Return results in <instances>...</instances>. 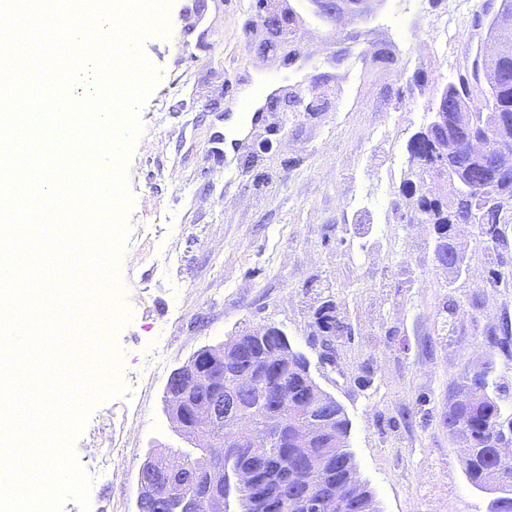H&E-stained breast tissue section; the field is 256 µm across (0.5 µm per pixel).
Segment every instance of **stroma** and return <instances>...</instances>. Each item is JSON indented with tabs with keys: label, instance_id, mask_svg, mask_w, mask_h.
<instances>
[{
	"label": "stroma",
	"instance_id": "35a3bbf8",
	"mask_svg": "<svg viewBox=\"0 0 512 512\" xmlns=\"http://www.w3.org/2000/svg\"><path fill=\"white\" fill-rule=\"evenodd\" d=\"M283 4L301 16L303 41L334 38V55L304 61L301 43L262 24ZM499 4L383 0L347 28L318 17L311 0H223L203 20L209 49L183 52L169 33L143 41L158 79L136 112L127 222L157 228L125 247L118 266L131 318L107 343L121 390L92 408L73 442L94 478L89 508L69 500L61 512H137L149 450L192 448L164 413L173 369L264 325L309 351L314 312L329 298L352 334L313 375L348 414L381 512H488L441 419L465 366L512 313V250L489 263L462 228L467 269L457 278L437 268L429 225L390 218L409 138L484 42L475 12ZM268 79L278 91L265 121L225 162L215 147L226 113L244 85ZM168 252L178 260L159 273L154 260ZM447 303L454 331L443 336Z\"/></svg>",
	"mask_w": 512,
	"mask_h": 512
}]
</instances>
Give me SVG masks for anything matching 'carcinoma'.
<instances>
[{
  "instance_id": "cac0c4a2",
  "label": "carcinoma",
  "mask_w": 512,
  "mask_h": 512,
  "mask_svg": "<svg viewBox=\"0 0 512 512\" xmlns=\"http://www.w3.org/2000/svg\"><path fill=\"white\" fill-rule=\"evenodd\" d=\"M488 39L501 44L505 56L489 60L486 52L479 51L471 65L456 73L445 85L444 98L448 111L457 115L477 116L478 126H489L498 112L512 113V84H500L496 72L506 66L512 67V0H501L499 9L486 22ZM407 150L422 158H428V140L423 132L415 133L407 142ZM441 174L432 166L425 167L418 182L406 178L399 187L405 199L406 211L402 218L419 224H431L436 236L443 240L442 247L448 253V271L454 276L461 275L466 264V255L458 248V242L451 237L452 225L466 223L470 212L480 207L479 199L470 202L461 200L455 184H450L445 195L435 197L425 189V184L438 179ZM482 224H512V204L500 210L486 209L481 214ZM322 326L334 336L350 332V325L344 317L331 312L321 316ZM233 352L220 344L208 347L191 357L192 364L210 373L224 372V400L236 396L234 373L243 362H235ZM494 369L492 357L477 369L466 370L456 385L467 390V400L460 404L448 405L442 416V424L457 438L464 448L463 467L468 481L476 488L491 494L489 512H512V462L504 463L497 454V443L512 434V411L507 409L508 397L505 391L492 389ZM312 380L311 363L288 348V364L260 384L262 391L271 392L280 384L305 387ZM330 422L339 434L351 433V422L339 402L330 405ZM271 410V398L254 396L241 406V426L252 428L261 425L250 418ZM240 459L248 464L264 468L288 478V494L278 499L277 512H295L294 495L303 494L315 504L330 490L341 487L339 503L335 512H380L375 493L360 477L354 453L344 448L336 455L327 468L323 480L308 485L300 481L303 469L317 463L319 449L290 448L279 438L266 448H243Z\"/></svg>"
}]
</instances>
